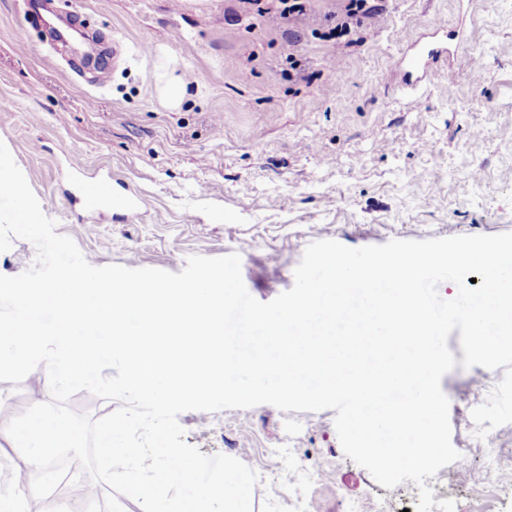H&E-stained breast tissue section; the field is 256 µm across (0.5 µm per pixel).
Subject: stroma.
Returning <instances> with one entry per match:
<instances>
[{
  "instance_id": "1",
  "label": "stroma",
  "mask_w": 512,
  "mask_h": 512,
  "mask_svg": "<svg viewBox=\"0 0 512 512\" xmlns=\"http://www.w3.org/2000/svg\"><path fill=\"white\" fill-rule=\"evenodd\" d=\"M377 3L379 16L335 48L314 21L247 14L237 0H0V141L94 266L177 273L189 256L236 253L261 302L293 287L315 241L512 232V0H472L460 60L437 68L418 111L389 65L426 37L425 18L454 31L460 2ZM170 75L186 86L176 109L162 96ZM70 161L118 173L140 211L76 217L60 177ZM503 374L458 365L441 380L467 466L426 484L455 512H512V423L480 437L471 418ZM35 392L50 401L46 371L0 388V431ZM335 415L261 404L178 421L201 453L258 473L253 512H413L415 484L385 488L346 457ZM490 462L499 480L487 485Z\"/></svg>"
}]
</instances>
